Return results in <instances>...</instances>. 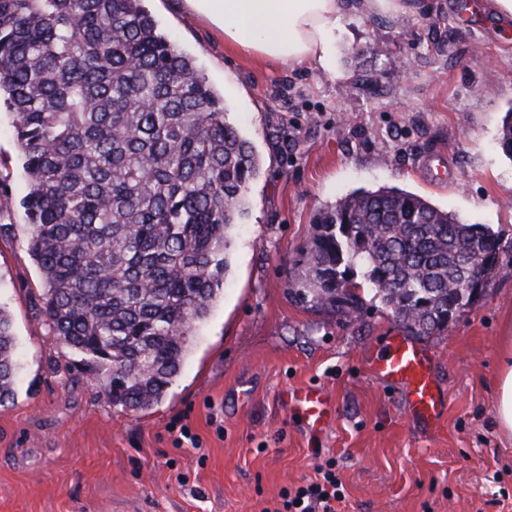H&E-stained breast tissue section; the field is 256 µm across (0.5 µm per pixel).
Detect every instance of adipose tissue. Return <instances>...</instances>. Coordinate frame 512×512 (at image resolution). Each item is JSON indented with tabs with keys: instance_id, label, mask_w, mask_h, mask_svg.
Instances as JSON below:
<instances>
[{
	"instance_id": "adipose-tissue-1",
	"label": "adipose tissue",
	"mask_w": 512,
	"mask_h": 512,
	"mask_svg": "<svg viewBox=\"0 0 512 512\" xmlns=\"http://www.w3.org/2000/svg\"><path fill=\"white\" fill-rule=\"evenodd\" d=\"M187 10L223 31L225 42L291 65L331 69L333 32L353 0H184ZM495 419L512 438V336L499 341Z\"/></svg>"
}]
</instances>
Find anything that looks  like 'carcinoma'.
<instances>
[{
  "label": "carcinoma",
  "instance_id": "obj_1",
  "mask_svg": "<svg viewBox=\"0 0 512 512\" xmlns=\"http://www.w3.org/2000/svg\"><path fill=\"white\" fill-rule=\"evenodd\" d=\"M0 97L28 178L38 311L112 404L147 409L224 285L253 146L144 0H0ZM499 144L512 157V111ZM500 250L491 227L418 195L358 190L315 215L293 295L351 320L377 301L406 333L439 336ZM16 346L0 305V406Z\"/></svg>",
  "mask_w": 512,
  "mask_h": 512
}]
</instances>
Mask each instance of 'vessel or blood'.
I'll list each match as a JSON object with an SVG mask.
<instances>
[{"mask_svg": "<svg viewBox=\"0 0 512 512\" xmlns=\"http://www.w3.org/2000/svg\"><path fill=\"white\" fill-rule=\"evenodd\" d=\"M376 379L403 390L408 404L407 417L428 430H436L446 410V400L435 379V361L431 352L413 338L391 337L371 360ZM293 412L308 427L320 431L335 420L336 410L321 391L300 389L288 396Z\"/></svg>", "mask_w": 512, "mask_h": 512, "instance_id": "b4317fda", "label": "vessel or blood"}]
</instances>
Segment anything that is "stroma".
<instances>
[{
    "label": "stroma",
    "instance_id": "1",
    "mask_svg": "<svg viewBox=\"0 0 512 512\" xmlns=\"http://www.w3.org/2000/svg\"><path fill=\"white\" fill-rule=\"evenodd\" d=\"M350 11L335 67L268 64L225 44L181 0H145L159 27L222 98L260 161L232 233L230 268L164 399L112 405L33 306L27 181L0 102V304L19 370L0 406V512H264L336 459L345 512H512V440L494 416L497 342L512 328V25L474 0ZM403 189L498 232L503 267L448 332L423 338L447 399L439 433L405 416L400 390L369 370L399 327L378 307L348 321L296 302L317 211L357 189ZM316 386L335 424L311 436L289 391ZM189 426L199 448H177Z\"/></svg>",
    "mask_w": 512,
    "mask_h": 512
}]
</instances>
